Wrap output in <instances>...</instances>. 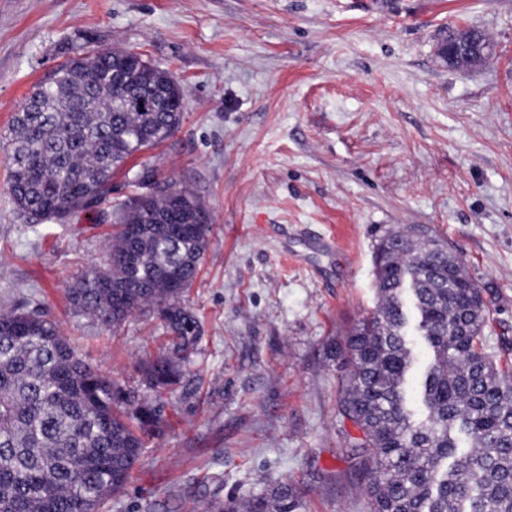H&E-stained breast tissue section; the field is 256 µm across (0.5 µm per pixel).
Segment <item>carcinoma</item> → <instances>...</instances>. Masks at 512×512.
Returning <instances> with one entry per match:
<instances>
[{
  "label": "carcinoma",
  "mask_w": 512,
  "mask_h": 512,
  "mask_svg": "<svg viewBox=\"0 0 512 512\" xmlns=\"http://www.w3.org/2000/svg\"><path fill=\"white\" fill-rule=\"evenodd\" d=\"M183 90L129 50L63 62L16 113L6 150L8 192L33 223L92 213L112 173L178 127ZM142 172L154 191L118 209L108 259L68 289L75 313L115 327L151 309L171 335L144 363L162 393L181 376L200 325L181 298L206 249L210 215L192 191ZM375 311L336 348L350 371L343 414L367 469L371 512H512V367L482 342L486 301L426 225L385 231L375 250ZM431 351L414 370L409 334ZM162 402L95 371L58 326L18 308L0 312V512H108L160 432ZM212 512H306L281 484L209 504Z\"/></svg>",
  "instance_id": "carcinoma-1"
}]
</instances>
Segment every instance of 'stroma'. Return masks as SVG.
<instances>
[{
    "label": "stroma",
    "mask_w": 512,
    "mask_h": 512,
    "mask_svg": "<svg viewBox=\"0 0 512 512\" xmlns=\"http://www.w3.org/2000/svg\"><path fill=\"white\" fill-rule=\"evenodd\" d=\"M470 25L492 54L442 65L441 31ZM109 48L181 84L179 126L136 160L211 216L183 297L201 336L110 512H199L286 482L307 512H370L336 347L376 307L382 230L447 243L486 290L484 345L512 363V0H0V133L58 63ZM8 177L0 150V306L38 309L85 363L140 386L162 319L112 329L66 294L140 188L117 170L98 215L34 225Z\"/></svg>",
    "instance_id": "1"
}]
</instances>
